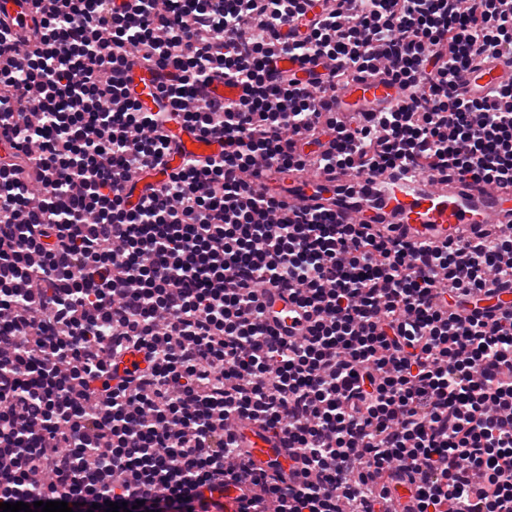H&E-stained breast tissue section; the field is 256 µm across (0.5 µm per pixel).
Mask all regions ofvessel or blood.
I'll return each mask as SVG.
<instances>
[{
  "instance_id": "b4317fda",
  "label": "vessel or blood",
  "mask_w": 512,
  "mask_h": 512,
  "mask_svg": "<svg viewBox=\"0 0 512 512\" xmlns=\"http://www.w3.org/2000/svg\"><path fill=\"white\" fill-rule=\"evenodd\" d=\"M17 20L23 30H30L36 16L34 0H0V16ZM141 111L157 112L159 101L156 72L136 67L125 76ZM512 81V59L503 58L482 64L472 71L461 90L480 95L486 89ZM407 99L406 92L381 76L352 82L339 90L335 112L346 117L363 104L398 106ZM181 152L171 159V166L183 158H204L218 152L220 145L188 131H178ZM288 199L309 208H323L338 220L353 223L389 224L407 239L439 246L462 240L487 224L512 225V186L494 187L472 181L442 182L425 176L411 180L400 178L392 169L365 174L353 169H338L310 175L302 170L289 175ZM263 301L274 330L283 337L301 335L304 319L295 315L296 307L285 291L268 290ZM241 446L252 461L270 475L293 480L301 471L300 461L286 455L281 440L260 424L249 423L240 429Z\"/></svg>"
}]
</instances>
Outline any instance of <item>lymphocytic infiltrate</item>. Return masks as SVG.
<instances>
[{
  "label": "lymphocytic infiltrate",
  "mask_w": 512,
  "mask_h": 512,
  "mask_svg": "<svg viewBox=\"0 0 512 512\" xmlns=\"http://www.w3.org/2000/svg\"><path fill=\"white\" fill-rule=\"evenodd\" d=\"M0 20V503L73 512H512V236L434 247L255 188L257 165L512 185V0H38ZM298 62L277 68L280 58ZM147 67L173 109L123 80ZM383 73L406 104L336 116ZM238 101L207 98L216 75ZM173 121L222 149L168 168ZM166 166L132 199L134 170ZM273 286L310 320L268 324ZM145 366L119 372L121 358ZM296 449L255 467L238 422ZM7 15L9 19L17 20L23 30L29 31L33 19L38 16L35 3L32 0H1L0 16ZM512 81V59L503 58L484 63L472 71L460 91L468 95H482L486 89Z\"/></svg>",
  "instance_id": "obj_1"
}]
</instances>
